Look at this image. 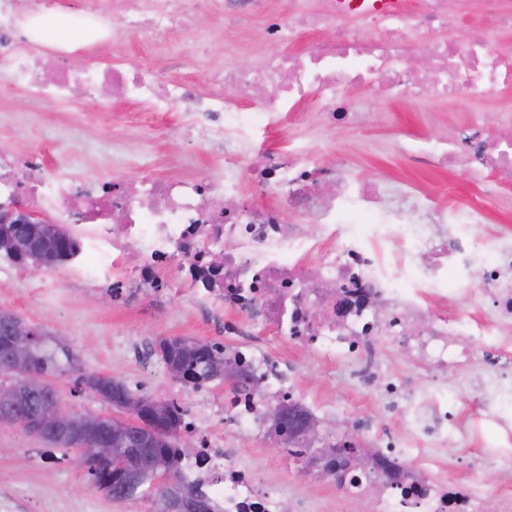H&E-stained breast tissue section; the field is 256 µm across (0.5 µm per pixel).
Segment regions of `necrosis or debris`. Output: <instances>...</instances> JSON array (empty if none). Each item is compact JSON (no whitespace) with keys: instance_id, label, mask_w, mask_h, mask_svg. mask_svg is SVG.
<instances>
[{"instance_id":"4bbe7bcc","label":"necrosis or debris","mask_w":512,"mask_h":512,"mask_svg":"<svg viewBox=\"0 0 512 512\" xmlns=\"http://www.w3.org/2000/svg\"><path fill=\"white\" fill-rule=\"evenodd\" d=\"M208 4L228 22L261 18L268 51L250 68L225 61L203 87L186 77L194 57L170 43L178 33L198 32L192 0H72L64 11L55 0L34 10L0 0V71L29 101L67 104L79 88L107 112L114 95L146 113L180 112L183 134L204 131L226 146L222 175H143L119 184L107 175L83 179L48 164L41 151L21 154L0 143V208L21 201L66 226L75 246L63 267L70 279L109 284L124 299H185L211 319L228 341L225 360L248 384L224 406L237 432H268L265 415L276 405L309 409L287 363L259 353L265 337L347 356L357 385L379 390L385 408L407 420L401 431L379 435L359 423L353 432L374 456L356 468L334 462L342 490L368 512H484L491 499L497 512H512V409L501 405L512 397V229L498 228L482 251L475 230L487 221L486 206L440 208L418 191L352 175L342 161L326 167L302 148L272 153L259 138L310 112L369 123L371 111H336L348 88L396 104H477L491 92H512V44L500 40L512 33V0H483L487 34L477 43L447 36L461 0H404L398 12L363 14L375 28L370 39L343 26L336 0L285 13L270 0ZM73 25L80 43L49 34ZM124 30L169 43L165 74L116 61L70 69V55L115 43ZM303 31L316 32V40L283 53ZM418 47L432 62L423 73L408 65ZM400 150L440 169L462 167L480 178L488 204L499 203L495 176L512 175V110L498 111L493 126L475 119L442 137L406 139ZM249 178L262 187V200L246 191ZM355 208L367 223L344 222ZM309 224L315 232H306ZM452 281L480 314L439 315ZM315 309L322 313L316 321ZM387 337L410 363L428 369L432 388L385 371L380 344ZM483 424L495 435L479 450V466L456 478L442 454L455 435H477ZM181 429L200 443L183 463L185 480L200 486L217 512H281L280 489L241 463L240 450L223 447L196 417ZM489 468L500 484L486 481Z\"/></svg>"}]
</instances>
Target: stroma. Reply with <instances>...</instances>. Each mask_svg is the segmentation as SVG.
<instances>
[{"label": "stroma", "instance_id": "stroma-1", "mask_svg": "<svg viewBox=\"0 0 512 512\" xmlns=\"http://www.w3.org/2000/svg\"><path fill=\"white\" fill-rule=\"evenodd\" d=\"M197 19L209 32L201 49L202 62L193 75L197 83H206L211 67L222 64L225 56H233L239 66L252 67L266 52L256 40L260 20L228 24L202 8ZM350 107H366L384 113L385 118L363 127L343 122L327 127L311 114L286 129L270 131L267 144L277 151L307 148L326 164L345 161L353 172L392 187L411 184L445 208L481 203L483 186L467 173L417 166L399 149L407 136L436 137L448 125L470 120V101L391 106L351 90L336 104L340 111ZM93 108L79 95L70 104L46 103L35 112L23 92L14 91L0 112V141L9 142L20 153L45 149L52 162L65 154L76 155L77 172L85 178L103 171L104 158L118 144L126 155L113 167L112 175L120 180L146 171L172 178L224 169L223 147L202 136L185 144L176 118L165 123L130 119L108 126L93 123ZM1 308L62 339L77 355V369L54 380L63 404L89 414H112L108 403L79 384V376L89 374L114 377L138 395L166 400L180 394L189 411L217 437L231 447L247 449L246 463L280 484L288 512H298L301 497L308 498L310 512H337L338 493L332 485L300 477L296 465L284 461L282 451L272 450V437L237 433L218 414V406L231 392L230 384L218 378L198 389L183 385L152 355V347L163 338L217 343L208 320L193 313L183 300H171L154 312L147 299L123 302L113 298L111 288L76 284L59 272L53 286L40 292L26 282L0 277ZM268 350L288 360L302 393L330 407L331 420L352 424L368 414L377 430L402 429L400 418L380 411L376 394L359 389L349 379L343 355H318L298 340L273 341ZM1 446L6 452L0 454V512H153V503L147 499L116 502L106 497L92 481L79 450L51 449L36 437L0 424Z\"/></svg>", "mask_w": 512, "mask_h": 512}]
</instances>
